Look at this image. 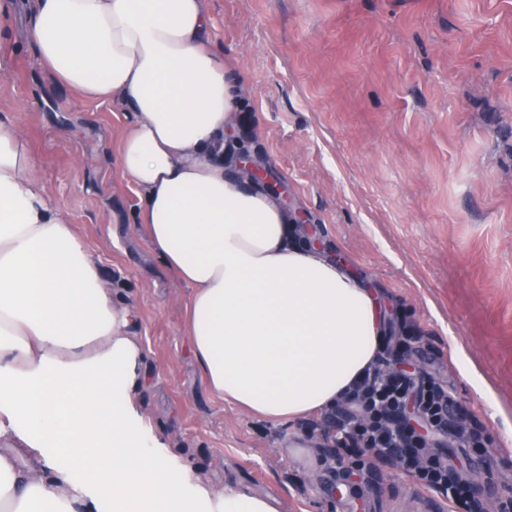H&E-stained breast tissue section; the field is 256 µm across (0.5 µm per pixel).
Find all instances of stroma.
<instances>
[{
  "mask_svg": "<svg viewBox=\"0 0 512 512\" xmlns=\"http://www.w3.org/2000/svg\"><path fill=\"white\" fill-rule=\"evenodd\" d=\"M213 48L244 76L231 136L280 184L308 241L417 326L409 369L474 416L487 512H512V0H207ZM25 41L0 45L13 114L44 185L131 313L152 432L191 455L194 482L236 484L281 512H444L391 465L332 470L308 420L273 424L208 390L184 340L188 289L151 252L115 152L112 103L74 112Z\"/></svg>",
  "mask_w": 512,
  "mask_h": 512,
  "instance_id": "35a3bbf8",
  "label": "stroma"
}]
</instances>
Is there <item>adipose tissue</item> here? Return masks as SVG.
<instances>
[{"label": "adipose tissue", "mask_w": 512, "mask_h": 512, "mask_svg": "<svg viewBox=\"0 0 512 512\" xmlns=\"http://www.w3.org/2000/svg\"><path fill=\"white\" fill-rule=\"evenodd\" d=\"M38 65L131 116L116 162L159 260L191 290L185 338L212 394L272 423L332 407L375 360L373 293L302 243L233 160L242 75L211 47L206 0H26ZM0 114V512H280L272 494L198 486L148 441L128 314Z\"/></svg>", "instance_id": "adipose-tissue-1"}]
</instances>
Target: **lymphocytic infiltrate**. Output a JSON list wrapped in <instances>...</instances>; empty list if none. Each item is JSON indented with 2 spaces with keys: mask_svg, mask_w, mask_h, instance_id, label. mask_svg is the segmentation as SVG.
Listing matches in <instances>:
<instances>
[{
  "mask_svg": "<svg viewBox=\"0 0 512 512\" xmlns=\"http://www.w3.org/2000/svg\"><path fill=\"white\" fill-rule=\"evenodd\" d=\"M419 341L418 330L407 327L400 335L387 336L375 363L345 394L338 417L329 419L322 434L331 442L337 464L369 452L378 462H396L422 489L439 493L449 512H478L471 484L456 473L442 446L453 431L464 447H482L481 429L447 385L391 367L411 355ZM410 404L430 427L431 438H424L407 422L405 410Z\"/></svg>",
  "mask_w": 512,
  "mask_h": 512,
  "instance_id": "lymphocytic-infiltrate-1",
  "label": "lymphocytic infiltrate"
}]
</instances>
